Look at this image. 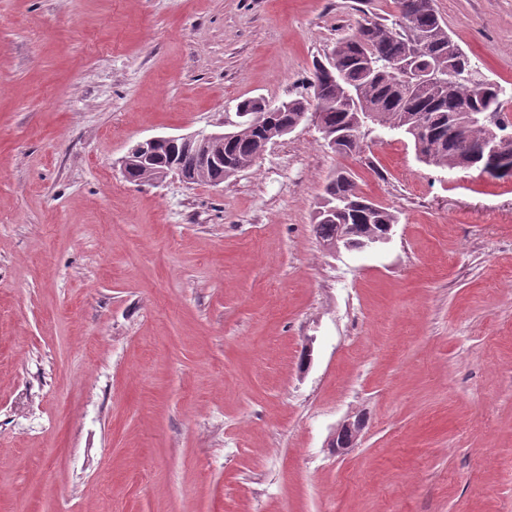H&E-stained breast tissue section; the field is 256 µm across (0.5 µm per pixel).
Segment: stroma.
Listing matches in <instances>:
<instances>
[{
	"instance_id": "35a3bbf8",
	"label": "stroma",
	"mask_w": 512,
	"mask_h": 512,
	"mask_svg": "<svg viewBox=\"0 0 512 512\" xmlns=\"http://www.w3.org/2000/svg\"><path fill=\"white\" fill-rule=\"evenodd\" d=\"M512 85V0H436ZM393 0H0V512H512V180L312 123L224 183L138 142L312 95ZM346 169L398 216L324 249ZM357 443L330 446L346 420Z\"/></svg>"
}]
</instances>
